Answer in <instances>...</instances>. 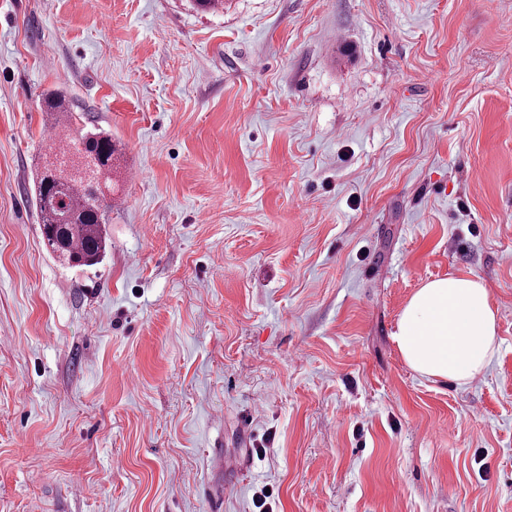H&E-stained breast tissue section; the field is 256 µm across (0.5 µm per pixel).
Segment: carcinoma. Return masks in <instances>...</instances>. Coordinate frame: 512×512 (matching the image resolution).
I'll use <instances>...</instances> for the list:
<instances>
[{
    "label": "carcinoma",
    "instance_id": "1",
    "mask_svg": "<svg viewBox=\"0 0 512 512\" xmlns=\"http://www.w3.org/2000/svg\"><path fill=\"white\" fill-rule=\"evenodd\" d=\"M43 111L60 137L36 183L42 235L60 261L93 267L103 261L109 246L112 169L122 149L112 134L74 124L69 104L60 97L45 99Z\"/></svg>",
    "mask_w": 512,
    "mask_h": 512
}]
</instances>
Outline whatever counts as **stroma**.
<instances>
[{
  "mask_svg": "<svg viewBox=\"0 0 512 512\" xmlns=\"http://www.w3.org/2000/svg\"><path fill=\"white\" fill-rule=\"evenodd\" d=\"M123 149L42 241L43 98ZM481 277L465 386L392 334ZM512 512V0H0V512Z\"/></svg>",
  "mask_w": 512,
  "mask_h": 512,
  "instance_id": "obj_1",
  "label": "stroma"
}]
</instances>
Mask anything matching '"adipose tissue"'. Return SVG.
I'll use <instances>...</instances> for the list:
<instances>
[{
  "instance_id": "ef3b65f1",
  "label": "adipose tissue",
  "mask_w": 512,
  "mask_h": 512,
  "mask_svg": "<svg viewBox=\"0 0 512 512\" xmlns=\"http://www.w3.org/2000/svg\"><path fill=\"white\" fill-rule=\"evenodd\" d=\"M393 339L415 372L465 385L499 352L485 282L451 275L423 283L405 305Z\"/></svg>"
}]
</instances>
